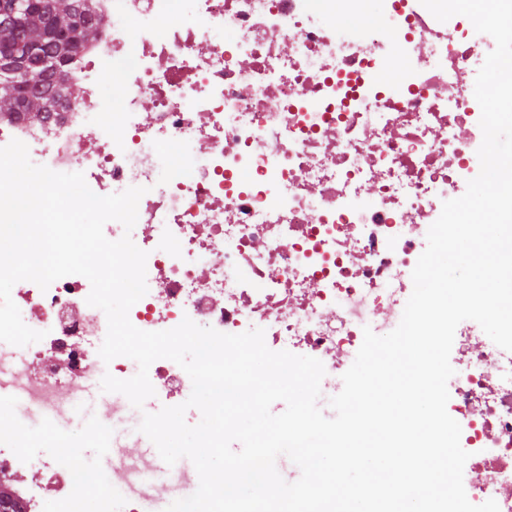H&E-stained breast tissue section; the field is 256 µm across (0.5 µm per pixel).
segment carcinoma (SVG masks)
<instances>
[{
	"label": "carcinoma",
	"instance_id": "carcinoma-1",
	"mask_svg": "<svg viewBox=\"0 0 512 512\" xmlns=\"http://www.w3.org/2000/svg\"><path fill=\"white\" fill-rule=\"evenodd\" d=\"M84 0H0V56L28 57L23 69L0 67V116L46 114L50 100L68 94L64 68L98 34L99 22L82 11Z\"/></svg>",
	"mask_w": 512,
	"mask_h": 512
}]
</instances>
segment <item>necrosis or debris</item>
I'll list each match as a JSON object with an SVG mask.
<instances>
[{
    "label": "necrosis or debris",
    "mask_w": 512,
    "mask_h": 512,
    "mask_svg": "<svg viewBox=\"0 0 512 512\" xmlns=\"http://www.w3.org/2000/svg\"><path fill=\"white\" fill-rule=\"evenodd\" d=\"M180 2L89 0L102 29L65 69L70 97L43 121L1 116L0 146L24 142L34 164L83 173L99 196L144 188L132 232L104 226L148 254L135 327L264 329L271 350L319 359L321 394L335 396L364 328L385 335L401 319L423 226L480 170L469 73L493 42L420 0H376L387 33L360 26L362 0H190L187 17ZM170 146L184 148L178 161ZM90 290L81 275L14 285L44 334L21 349L30 375L5 371L0 354L25 407L76 414L69 392L101 365L107 332ZM479 331H455L447 411L471 454L469 501L512 512V352ZM25 407L0 425L12 440L0 488L25 512H115L74 485L71 460L39 466L21 448Z\"/></svg>",
    "instance_id": "obj_1"
}]
</instances>
